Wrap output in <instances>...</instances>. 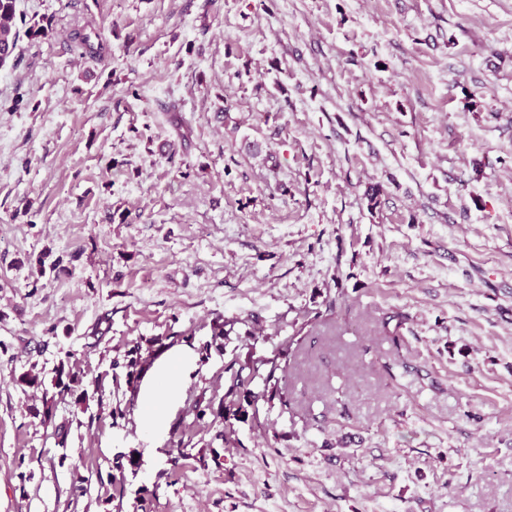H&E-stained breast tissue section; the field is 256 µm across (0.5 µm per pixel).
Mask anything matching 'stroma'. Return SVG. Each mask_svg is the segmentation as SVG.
<instances>
[{
    "instance_id": "35a3bbf8",
    "label": "stroma",
    "mask_w": 512,
    "mask_h": 512,
    "mask_svg": "<svg viewBox=\"0 0 512 512\" xmlns=\"http://www.w3.org/2000/svg\"><path fill=\"white\" fill-rule=\"evenodd\" d=\"M16 12L0 512H512V0ZM72 41L74 43V51L77 52L79 55L88 56L90 58L95 59L104 56V44L102 42H97V44L95 45V43L91 41V35L89 33H85L82 30H78L73 33ZM193 364V357L190 351H183L172 364H167L163 368L157 366L149 376L151 385H157L165 393L175 394L183 387V381L188 375V371ZM165 412L166 408L161 402H147L140 399L139 419L151 438H155L161 433L160 421Z\"/></svg>"
}]
</instances>
